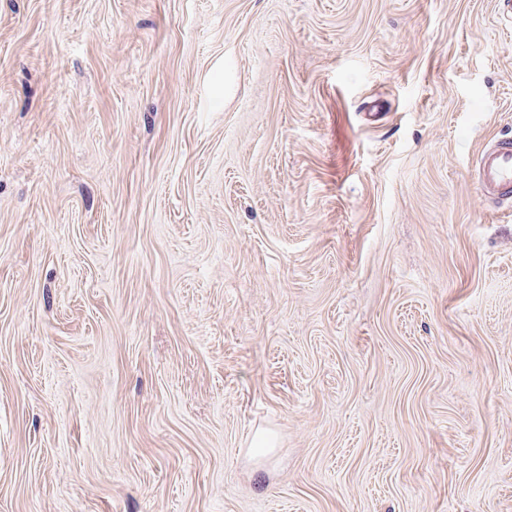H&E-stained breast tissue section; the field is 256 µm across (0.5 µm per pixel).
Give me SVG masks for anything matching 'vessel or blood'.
Listing matches in <instances>:
<instances>
[{"instance_id": "obj_1", "label": "vessel or blood", "mask_w": 512, "mask_h": 512, "mask_svg": "<svg viewBox=\"0 0 512 512\" xmlns=\"http://www.w3.org/2000/svg\"><path fill=\"white\" fill-rule=\"evenodd\" d=\"M474 178L485 201L512 208V135L496 139L476 157Z\"/></svg>"}]
</instances>
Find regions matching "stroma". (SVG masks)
I'll return each mask as SVG.
<instances>
[{
    "label": "stroma",
    "instance_id": "35a3bbf8",
    "mask_svg": "<svg viewBox=\"0 0 512 512\" xmlns=\"http://www.w3.org/2000/svg\"><path fill=\"white\" fill-rule=\"evenodd\" d=\"M497 0H0V512H512ZM477 189L493 206L512 208V135H503L487 146L474 161Z\"/></svg>",
    "mask_w": 512,
    "mask_h": 512
}]
</instances>
